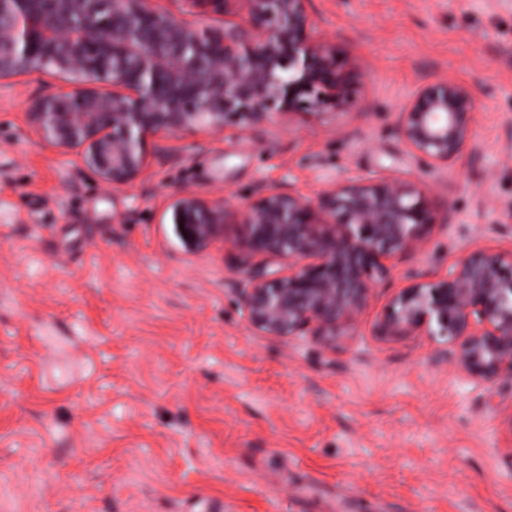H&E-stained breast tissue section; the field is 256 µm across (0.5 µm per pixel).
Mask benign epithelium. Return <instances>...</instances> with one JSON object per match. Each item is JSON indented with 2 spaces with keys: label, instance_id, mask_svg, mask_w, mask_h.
<instances>
[{
  "label": "benign epithelium",
  "instance_id": "7a95c632",
  "mask_svg": "<svg viewBox=\"0 0 512 512\" xmlns=\"http://www.w3.org/2000/svg\"><path fill=\"white\" fill-rule=\"evenodd\" d=\"M151 0H0V80L51 72L71 91L40 95L29 112L46 142L74 151L102 181L135 179L167 134L246 129L277 112L315 113L345 94L336 59L315 39L311 0H185L227 16L198 28ZM473 89L435 78L395 113L407 150L428 169L476 153ZM171 224L194 256L245 231L234 292L248 326L308 334L327 348L369 307L390 263L417 251L433 216L413 184L391 175L344 180L313 200L281 186L236 205L182 192ZM448 337V359L490 387L512 386V250L466 246L437 283L414 278L373 326L381 340Z\"/></svg>",
  "mask_w": 512,
  "mask_h": 512
}]
</instances>
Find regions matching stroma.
I'll use <instances>...</instances> for the list:
<instances>
[{
	"instance_id": "35a3bbf8",
	"label": "stroma",
	"mask_w": 512,
	"mask_h": 512,
	"mask_svg": "<svg viewBox=\"0 0 512 512\" xmlns=\"http://www.w3.org/2000/svg\"><path fill=\"white\" fill-rule=\"evenodd\" d=\"M345 97L243 136L185 132L115 188L37 136L47 73L0 82V512H512V390L440 359L444 337L372 325L469 242L512 249V0H312ZM476 88L478 157L427 170L394 114L423 83ZM399 174L436 223L335 348L250 329L239 225L185 255L189 191L315 198Z\"/></svg>"
}]
</instances>
